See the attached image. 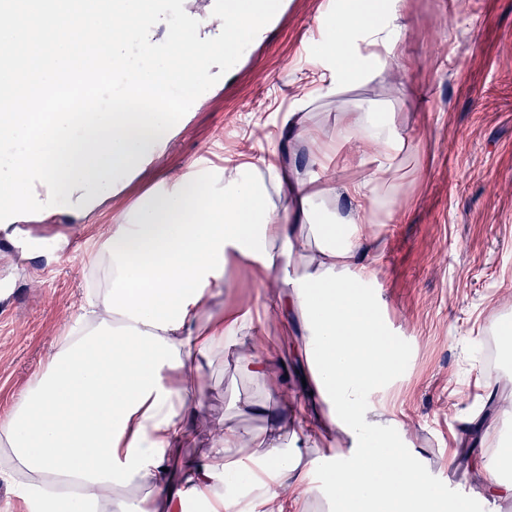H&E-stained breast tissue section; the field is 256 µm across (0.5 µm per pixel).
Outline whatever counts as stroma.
I'll return each instance as SVG.
<instances>
[{"instance_id": "35a3bbf8", "label": "stroma", "mask_w": 512, "mask_h": 512, "mask_svg": "<svg viewBox=\"0 0 512 512\" xmlns=\"http://www.w3.org/2000/svg\"><path fill=\"white\" fill-rule=\"evenodd\" d=\"M324 2L281 0L280 27L250 43L177 123L168 149L117 185L93 223L61 206L52 219L0 233V281L12 289L0 296V413L44 369L87 293L104 281L91 254L156 181L191 174L203 158L219 170L267 157L284 112L310 82ZM402 23L400 72L307 106L321 143L332 144L337 119L361 104L394 113L410 139L394 218L367 227L375 271L368 291L405 354L388 392L370 400L404 423L407 448L470 512H512V500L490 497L479 473L485 457L512 444V346L499 350L494 368L484 364L486 340L512 322V0H405ZM284 289L281 278L260 281L253 262L232 255L208 309L241 315ZM252 333L257 343L240 351L264 369L245 373L220 352L203 361L204 385L193 392L200 413L170 467L203 459L220 423L245 434L270 427L284 411L276 385L301 395L302 414L324 409L302 384L300 324L272 315ZM342 444L337 431L297 441L315 470L305 512H336L317 468Z\"/></svg>"}]
</instances>
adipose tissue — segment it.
<instances>
[{
    "instance_id": "ef3b65f1",
    "label": "adipose tissue",
    "mask_w": 512,
    "mask_h": 512,
    "mask_svg": "<svg viewBox=\"0 0 512 512\" xmlns=\"http://www.w3.org/2000/svg\"><path fill=\"white\" fill-rule=\"evenodd\" d=\"M401 9L402 0H336L316 60L321 94L371 82L397 64ZM355 141L373 154L346 156L357 175L344 187L329 176L328 148L312 153L303 177L280 162L277 145L261 164L225 167L223 183L182 177L153 190L113 225L95 258L109 288L79 335L64 337L0 417V441L27 476L17 487L25 512H184L189 496L207 512H301L308 465L284 442L298 438L306 419L292 393H284L288 413L271 429L246 437L224 426L202 464L178 478L166 469L187 435L183 386L202 382L197 357L231 352L248 326L243 316L201 313L232 252L265 276L289 278L277 312L302 318L304 354L327 408L322 427L347 440L323 459L340 512H467L404 451L403 423L379 419L367 399L403 365L365 291L372 276L365 227L392 220L388 204L409 140L389 113L356 112L336 125L337 145ZM339 190L348 212L316 209ZM304 248L313 270L290 275ZM231 448L266 451L248 492L226 457ZM131 486L145 491L136 504L113 501L114 490Z\"/></svg>"
}]
</instances>
